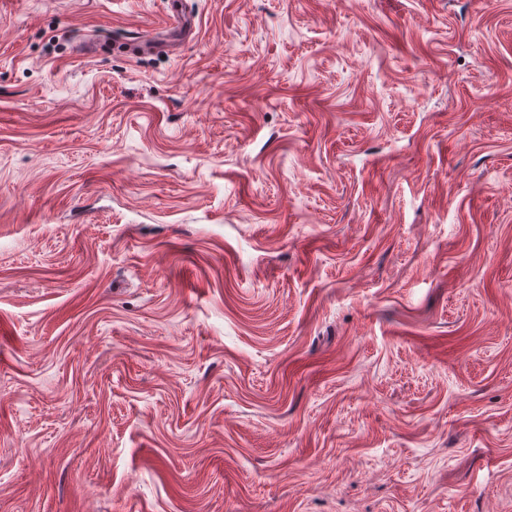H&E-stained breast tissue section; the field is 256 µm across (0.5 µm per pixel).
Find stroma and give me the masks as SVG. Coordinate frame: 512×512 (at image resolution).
<instances>
[{
    "instance_id": "1",
    "label": "stroma",
    "mask_w": 512,
    "mask_h": 512,
    "mask_svg": "<svg viewBox=\"0 0 512 512\" xmlns=\"http://www.w3.org/2000/svg\"><path fill=\"white\" fill-rule=\"evenodd\" d=\"M0 512H512V0H0Z\"/></svg>"
}]
</instances>
